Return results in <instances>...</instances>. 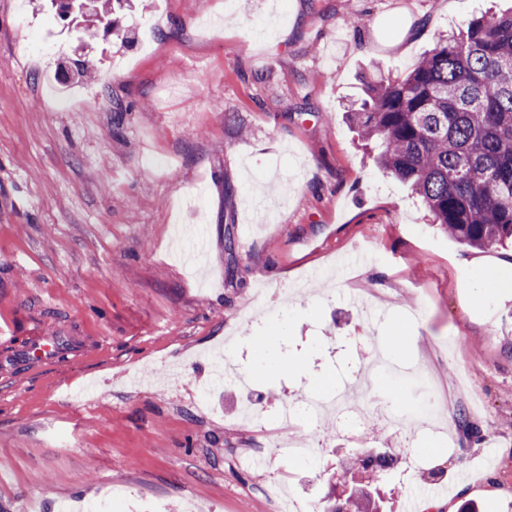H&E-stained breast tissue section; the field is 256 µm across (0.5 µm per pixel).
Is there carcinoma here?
Here are the masks:
<instances>
[{
  "label": "carcinoma",
  "instance_id": "obj_1",
  "mask_svg": "<svg viewBox=\"0 0 512 512\" xmlns=\"http://www.w3.org/2000/svg\"><path fill=\"white\" fill-rule=\"evenodd\" d=\"M58 16L88 32L114 29L112 0H54ZM350 121L375 143L377 164L407 183L460 245L512 244V11L468 22L441 37L402 77L365 82ZM390 455L340 462L349 491L331 487L323 512H384L375 482Z\"/></svg>",
  "mask_w": 512,
  "mask_h": 512
}]
</instances>
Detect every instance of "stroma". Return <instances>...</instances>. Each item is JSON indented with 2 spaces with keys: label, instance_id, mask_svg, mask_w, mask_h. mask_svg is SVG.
<instances>
[{
  "label": "stroma",
  "instance_id": "35a3bbf8",
  "mask_svg": "<svg viewBox=\"0 0 512 512\" xmlns=\"http://www.w3.org/2000/svg\"><path fill=\"white\" fill-rule=\"evenodd\" d=\"M42 2L0 0V512H276L270 482L305 508L356 449L395 456V512H512V249L448 238L346 119L365 75L512 0H134L88 45ZM42 328L70 350L16 362ZM427 375L478 436L412 423ZM348 385L396 419L323 414L287 432L311 460L239 466L282 401Z\"/></svg>",
  "mask_w": 512,
  "mask_h": 512
}]
</instances>
